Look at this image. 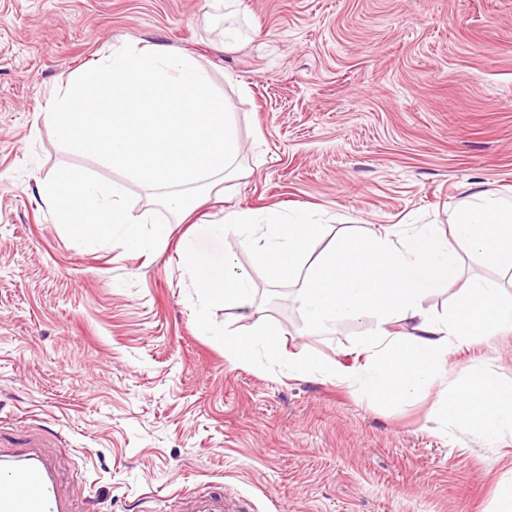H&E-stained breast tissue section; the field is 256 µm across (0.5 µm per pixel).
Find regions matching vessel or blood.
Instances as JSON below:
<instances>
[{
  "label": "vessel or blood",
  "instance_id": "b4317fda",
  "mask_svg": "<svg viewBox=\"0 0 512 512\" xmlns=\"http://www.w3.org/2000/svg\"><path fill=\"white\" fill-rule=\"evenodd\" d=\"M0 512H67L54 478L35 452L0 466Z\"/></svg>",
  "mask_w": 512,
  "mask_h": 512
}]
</instances>
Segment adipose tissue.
Segmentation results:
<instances>
[{
  "mask_svg": "<svg viewBox=\"0 0 512 512\" xmlns=\"http://www.w3.org/2000/svg\"><path fill=\"white\" fill-rule=\"evenodd\" d=\"M261 245L254 253L273 279H295V302L306 330L327 332L346 319L370 320L368 360L350 373L337 362L301 361L274 346L272 323H257L248 334L225 332V354L231 362L257 353L281 362L290 376L323 382L349 381L379 398L399 401L447 378L448 351L480 336L512 332V301H504L493 281L482 277L457 280L460 250L484 257L492 266L512 271V207L486 193L464 202L451 234L423 224L397 238L387 234L347 233L337 237L316 264L301 262L320 245L322 225L306 212L266 219ZM185 267L209 302L241 309L253 304V282L237 268L233 254L215 261L192 245L182 251ZM454 288L459 301L438 319L422 306L425 296ZM409 323L410 334H392L390 325ZM436 412L450 426L479 438L512 436V384L478 372L472 385L455 395L440 393Z\"/></svg>",
  "mask_w": 512,
  "mask_h": 512,
  "instance_id": "ef3b65f1",
  "label": "adipose tissue"
}]
</instances>
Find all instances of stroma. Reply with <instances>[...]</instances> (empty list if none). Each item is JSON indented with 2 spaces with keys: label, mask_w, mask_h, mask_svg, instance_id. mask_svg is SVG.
Returning <instances> with one entry per match:
<instances>
[{
  "label": "stroma",
  "mask_w": 512,
  "mask_h": 512,
  "mask_svg": "<svg viewBox=\"0 0 512 512\" xmlns=\"http://www.w3.org/2000/svg\"><path fill=\"white\" fill-rule=\"evenodd\" d=\"M233 22L247 44L223 46ZM127 44L193 57L242 145L222 200L183 223L166 214L151 253L74 243L38 194L71 166L144 210L151 189L62 147L42 117ZM480 191L512 202V0H241L231 18L213 0H0V456L41 449L73 512H171L203 488L231 512H492L512 438L444 428L439 386L392 402L261 353L225 357L223 329L261 317L284 351L354 372L370 323L306 332L294 281L196 226L302 208L326 245L353 229L445 231ZM187 239L234 253L254 309L206 302ZM479 370L512 384V334L453 347L449 393Z\"/></svg>",
  "instance_id": "35a3bbf8"
}]
</instances>
